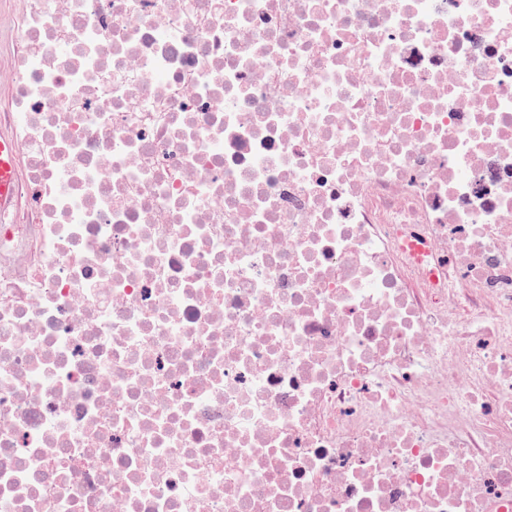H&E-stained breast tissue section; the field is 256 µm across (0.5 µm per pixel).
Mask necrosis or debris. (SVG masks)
<instances>
[{"instance_id":"4bbe7bcc","label":"necrosis or debris","mask_w":512,"mask_h":512,"mask_svg":"<svg viewBox=\"0 0 512 512\" xmlns=\"http://www.w3.org/2000/svg\"><path fill=\"white\" fill-rule=\"evenodd\" d=\"M0 59V512H512V0H24ZM19 141L14 134L0 133V208L15 194L19 175Z\"/></svg>"}]
</instances>
